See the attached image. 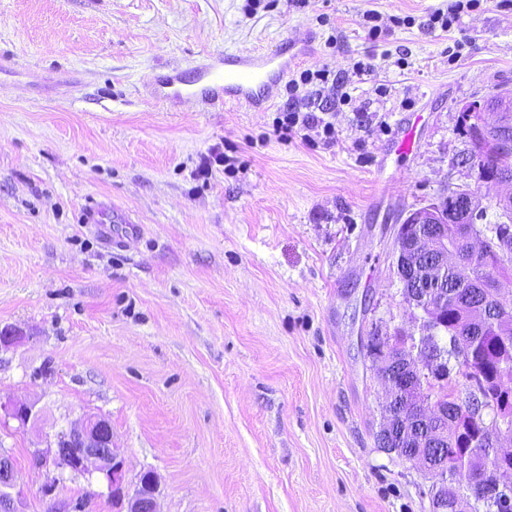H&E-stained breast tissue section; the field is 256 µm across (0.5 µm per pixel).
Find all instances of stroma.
<instances>
[{
	"mask_svg": "<svg viewBox=\"0 0 512 512\" xmlns=\"http://www.w3.org/2000/svg\"><path fill=\"white\" fill-rule=\"evenodd\" d=\"M451 2L0 0V327L24 334L0 352V403L38 413L1 415L0 446L26 512H125L101 474L31 454L89 414L112 424L124 492L153 474L158 512H430L428 479L377 446L366 343L422 336L394 228L478 186L461 109L512 90V7L481 0L444 32ZM304 35L290 74L335 76L334 143L278 137L280 85L259 108L151 93L166 69ZM411 114L415 149L391 155ZM93 200L119 217L111 242L81 221Z\"/></svg>",
	"mask_w": 512,
	"mask_h": 512,
	"instance_id": "1",
	"label": "stroma"
}]
</instances>
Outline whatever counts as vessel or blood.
Returning a JSON list of instances; mask_svg holds the SVG:
<instances>
[{"label": "vessel or blood", "mask_w": 512, "mask_h": 512, "mask_svg": "<svg viewBox=\"0 0 512 512\" xmlns=\"http://www.w3.org/2000/svg\"><path fill=\"white\" fill-rule=\"evenodd\" d=\"M306 50L307 41L302 38L289 42L284 51L211 54L193 68L191 78H184L176 70L162 76L154 95L166 102L195 98L213 109L229 103L256 107L271 101L277 82L305 56ZM84 221L93 225L101 237H109L112 211L97 204L89 206Z\"/></svg>", "instance_id": "obj_1"}]
</instances>
